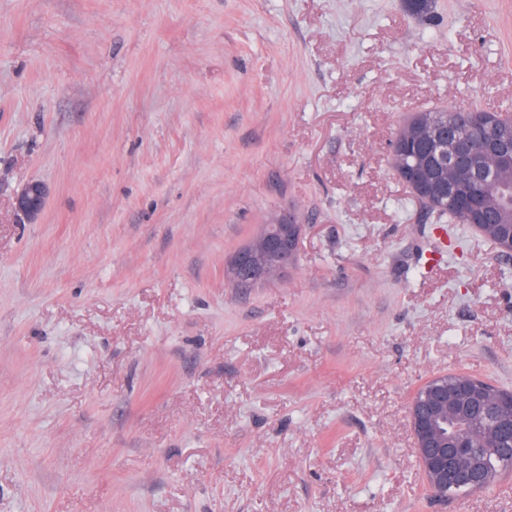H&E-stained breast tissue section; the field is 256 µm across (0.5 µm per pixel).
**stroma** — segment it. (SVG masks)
<instances>
[{"mask_svg": "<svg viewBox=\"0 0 512 512\" xmlns=\"http://www.w3.org/2000/svg\"><path fill=\"white\" fill-rule=\"evenodd\" d=\"M435 105L512 113V0H0V512H512L432 501L407 422L512 390V259L430 254L390 164ZM288 209L296 264L235 287ZM445 109L448 110L446 111L448 113V116L451 115L452 113L463 112L461 110L453 111L449 108L444 107H434L412 112L403 119V122L401 123V125L399 126L398 130L395 133V138L398 139L401 148L397 155L391 157V166L393 167V169L394 166H400L403 163V161L406 164L410 165L413 157L423 152L425 146L422 143L414 140L415 138L413 134L415 129L420 126L431 124L434 114ZM49 189L45 183L32 180L17 190L12 198L13 212L24 223H35L43 214Z\"/></svg>", "mask_w": 512, "mask_h": 512, "instance_id": "1", "label": "stroma"}]
</instances>
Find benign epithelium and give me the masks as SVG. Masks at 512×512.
Returning <instances> with one entry per match:
<instances>
[{
    "label": "benign epithelium",
    "mask_w": 512,
    "mask_h": 512,
    "mask_svg": "<svg viewBox=\"0 0 512 512\" xmlns=\"http://www.w3.org/2000/svg\"><path fill=\"white\" fill-rule=\"evenodd\" d=\"M435 122L421 136L432 142L434 157L414 166L395 171L396 177L412 190L431 188L447 204L472 213L479 219L474 194L446 183L445 171L456 166L455 142L447 139ZM485 148L490 153H503L512 148L507 133L475 121ZM49 189L39 180H32L17 190L12 198L13 212L24 222H36L43 214ZM303 230L294 211H284L263 225L262 231L233 257L227 276L239 288H251L284 273L298 256V245ZM462 408L472 414L483 415L487 426L486 440L496 442L512 433V403L502 400L497 409L484 407V386L468 378L450 383L436 375L422 384V391L414 394L408 407V420L417 449L421 473L427 486L443 495L459 488L477 491L492 477L484 465L469 460L466 450L455 437L446 435L437 427L443 407Z\"/></svg>",
    "instance_id": "7a95c632"
}]
</instances>
